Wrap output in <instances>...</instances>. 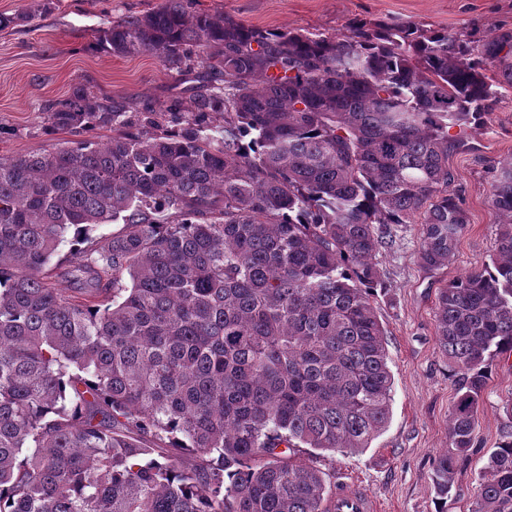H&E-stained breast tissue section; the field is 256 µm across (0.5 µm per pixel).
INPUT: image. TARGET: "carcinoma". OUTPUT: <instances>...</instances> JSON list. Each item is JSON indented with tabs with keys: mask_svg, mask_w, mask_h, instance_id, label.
<instances>
[{
	"mask_svg": "<svg viewBox=\"0 0 512 512\" xmlns=\"http://www.w3.org/2000/svg\"><path fill=\"white\" fill-rule=\"evenodd\" d=\"M190 2L99 36L203 66L188 110L141 117L76 86L46 128L111 137L0 155V512H325L336 490L288 451L361 452L390 422L376 255L417 224L436 271L468 223L448 155L512 86L511 30L312 36ZM490 206V262L437 295L456 381L442 499L512 354V162ZM503 412L474 512H512V398Z\"/></svg>",
	"mask_w": 512,
	"mask_h": 512,
	"instance_id": "obj_1",
	"label": "carcinoma"
}]
</instances>
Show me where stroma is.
Returning a JSON list of instances; mask_svg holds the SVG:
<instances>
[{"instance_id": "35a3bbf8", "label": "stroma", "mask_w": 512, "mask_h": 512, "mask_svg": "<svg viewBox=\"0 0 512 512\" xmlns=\"http://www.w3.org/2000/svg\"><path fill=\"white\" fill-rule=\"evenodd\" d=\"M160 0H0V15L38 12L32 24L0 30V154L49 150L63 133L47 134V106L74 86L97 97L122 96L146 112L160 104L190 105L200 80L142 53L115 56L96 48L110 22L155 8ZM196 9L260 29L301 30L343 36L359 24H414L423 29L487 36L512 30V0H196ZM512 162V89H503L483 127L448 157L469 222L448 266L428 272L417 257V227H395V244L377 263L384 286L375 295L387 329L388 364L394 378L391 421L370 448L356 454L297 455L335 482L337 489L366 493L377 512H472L487 457L501 436L502 403L512 397V359L494 360L475 431V446L447 498L437 496L434 460L448 448V409L455 383L435 335L440 288L489 263L496 233L489 205L493 168Z\"/></svg>"}]
</instances>
